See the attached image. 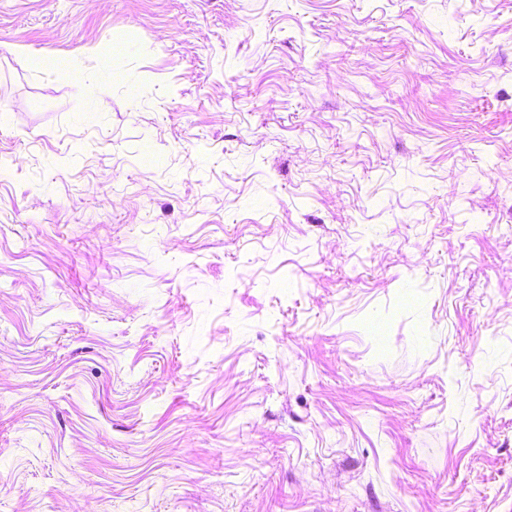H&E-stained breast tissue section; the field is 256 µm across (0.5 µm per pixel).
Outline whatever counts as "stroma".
Returning a JSON list of instances; mask_svg holds the SVG:
<instances>
[{"label":"stroma","instance_id":"35a3bbf8","mask_svg":"<svg viewBox=\"0 0 512 512\" xmlns=\"http://www.w3.org/2000/svg\"><path fill=\"white\" fill-rule=\"evenodd\" d=\"M0 512H512V0H0Z\"/></svg>","mask_w":512,"mask_h":512}]
</instances>
